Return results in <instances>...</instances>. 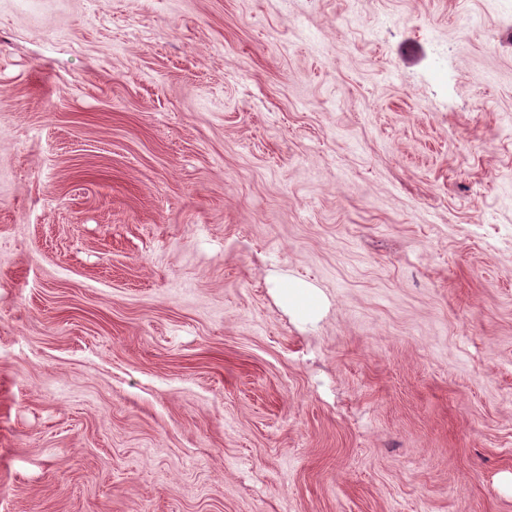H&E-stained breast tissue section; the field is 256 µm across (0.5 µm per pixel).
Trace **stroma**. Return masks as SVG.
Masks as SVG:
<instances>
[{
  "label": "stroma",
  "mask_w": 512,
  "mask_h": 512,
  "mask_svg": "<svg viewBox=\"0 0 512 512\" xmlns=\"http://www.w3.org/2000/svg\"><path fill=\"white\" fill-rule=\"evenodd\" d=\"M0 512H512V0H0Z\"/></svg>",
  "instance_id": "1"
}]
</instances>
